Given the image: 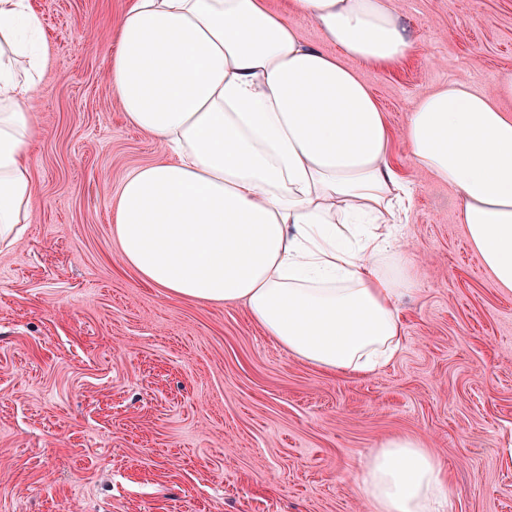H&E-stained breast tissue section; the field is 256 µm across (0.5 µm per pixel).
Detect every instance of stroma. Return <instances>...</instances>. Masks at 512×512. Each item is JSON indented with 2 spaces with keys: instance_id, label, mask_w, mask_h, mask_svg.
I'll list each match as a JSON object with an SVG mask.
<instances>
[{
  "instance_id": "35a3bbf8",
  "label": "stroma",
  "mask_w": 512,
  "mask_h": 512,
  "mask_svg": "<svg viewBox=\"0 0 512 512\" xmlns=\"http://www.w3.org/2000/svg\"><path fill=\"white\" fill-rule=\"evenodd\" d=\"M51 63L27 107L34 211L0 250V512H371L358 474L393 437L448 468L447 512H512V292L450 190L418 177L414 291L393 359L364 378L289 356L244 304L180 300L122 264L112 206L164 161L112 91L129 0H30ZM422 48L354 69L394 132L412 99L512 68V0H399Z\"/></svg>"
}]
</instances>
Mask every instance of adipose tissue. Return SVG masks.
Instances as JSON below:
<instances>
[{"label": "adipose tissue", "instance_id": "ef3b65f1", "mask_svg": "<svg viewBox=\"0 0 512 512\" xmlns=\"http://www.w3.org/2000/svg\"><path fill=\"white\" fill-rule=\"evenodd\" d=\"M319 43L304 40L296 18ZM396 0H130L111 79L126 122L167 161L137 167L113 204L124 264L181 299L245 304L288 354L364 377L403 334L414 285L399 215L411 181L389 163L384 112L350 61L391 69L418 51ZM49 64L29 0H0V247L34 210L24 103ZM402 131L415 172L448 186L495 283L512 290V69L489 91L416 97ZM373 512H447L448 471L422 443L363 464Z\"/></svg>", "mask_w": 512, "mask_h": 512}]
</instances>
